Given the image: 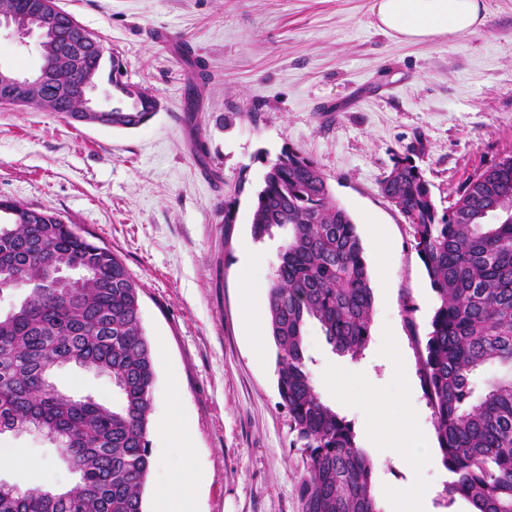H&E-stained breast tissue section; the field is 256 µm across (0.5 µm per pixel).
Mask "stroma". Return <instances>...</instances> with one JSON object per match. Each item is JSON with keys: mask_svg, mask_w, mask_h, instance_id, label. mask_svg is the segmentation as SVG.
Listing matches in <instances>:
<instances>
[{"mask_svg": "<svg viewBox=\"0 0 512 512\" xmlns=\"http://www.w3.org/2000/svg\"><path fill=\"white\" fill-rule=\"evenodd\" d=\"M473 33L420 43L376 29L372 0H58L117 53L128 83L160 109L133 130L76 124L54 112L0 105V198L58 215L95 236L140 287L154 352L152 420L177 412L194 447L150 431L152 451L177 477L202 475L197 512H300V451L279 404L276 347L256 351L242 307H266L284 230L254 240L252 202L270 161L287 148L312 159L361 239L374 296L371 336L358 359L335 352L319 323L304 329L312 374L348 381L321 398L350 421L370 459L379 512L408 484L428 512H471L444 500L450 475L437 448L414 335H425L436 295L403 216L379 182L413 146L445 209L466 180L512 152V0H484ZM196 89L194 118L186 90ZM203 153H196V144ZM236 221H224V204ZM397 338L388 366L379 345ZM64 394L117 401L105 374L54 368ZM377 387L384 400L371 404ZM408 404L425 442L413 468L380 444L392 406ZM0 480L27 487L43 470L57 486L78 476L34 436L0 434Z\"/></svg>", "mask_w": 512, "mask_h": 512, "instance_id": "obj_1", "label": "stroma"}]
</instances>
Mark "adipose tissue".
Wrapping results in <instances>:
<instances>
[{
  "label": "adipose tissue",
  "instance_id": "ef3b65f1",
  "mask_svg": "<svg viewBox=\"0 0 512 512\" xmlns=\"http://www.w3.org/2000/svg\"><path fill=\"white\" fill-rule=\"evenodd\" d=\"M372 13L382 33L408 42L476 31L485 22L483 0H374ZM157 484L156 512H194L199 486L196 481L167 479L165 456L154 458Z\"/></svg>",
  "mask_w": 512,
  "mask_h": 512
}]
</instances>
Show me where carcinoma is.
<instances>
[{
  "mask_svg": "<svg viewBox=\"0 0 512 512\" xmlns=\"http://www.w3.org/2000/svg\"><path fill=\"white\" fill-rule=\"evenodd\" d=\"M48 94L23 106L72 119L58 91L91 74L112 87L101 125L135 129L156 109L147 89L123 81L120 59L101 37L41 42ZM382 195L409 224L437 304L426 336L413 335L432 409L449 500L475 512H512V155L470 176L442 213L431 183L410 155L380 181ZM0 280L23 300L0 315V425L39 416L68 439L79 480L55 499L42 486L17 488L0 512H144L151 470L147 440L154 356L140 322V287L124 262L54 215L0 199ZM288 230L268 285L267 322L277 348V391L293 447L306 460L301 512H379L372 466L353 425L317 393L303 348L317 320L334 350L353 357L368 344L373 292L353 219L326 177L288 148L269 162L252 205L256 239ZM83 274L78 297L52 287L51 272ZM490 362L506 373L475 397L474 378ZM63 363L104 373L120 394L108 408L45 384Z\"/></svg>",
  "mask_w": 512,
  "mask_h": 512,
  "instance_id": "carcinoma-1",
  "label": "carcinoma"
}]
</instances>
